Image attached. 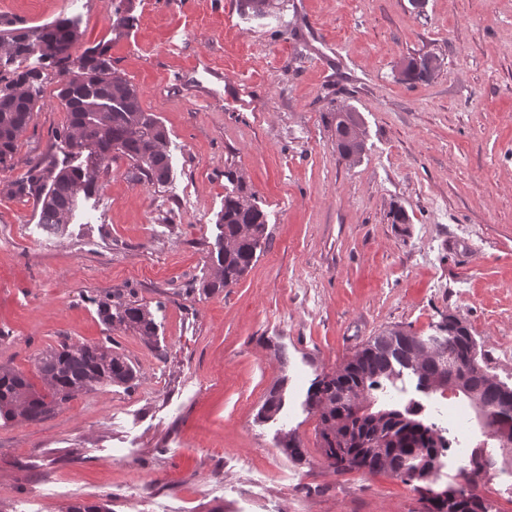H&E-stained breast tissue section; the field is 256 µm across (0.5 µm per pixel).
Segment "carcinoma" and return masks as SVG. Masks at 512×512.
Returning a JSON list of instances; mask_svg holds the SVG:
<instances>
[{
  "instance_id": "cac0c4a2",
  "label": "carcinoma",
  "mask_w": 512,
  "mask_h": 512,
  "mask_svg": "<svg viewBox=\"0 0 512 512\" xmlns=\"http://www.w3.org/2000/svg\"><path fill=\"white\" fill-rule=\"evenodd\" d=\"M112 30L130 24L127 0H112ZM241 7L256 18L270 14L271 0H242ZM80 33L74 22L59 17L51 23L0 29V165L12 161L20 138L33 120L37 101L31 88L39 79L33 70L20 68L31 55L49 59L61 67L64 83L58 97L68 114L59 136L62 159L38 160L16 186L18 192L36 198L38 223L63 231L73 216L81 194L89 195L101 172L112 160H128L127 176L151 185L167 183L170 173L169 131L159 118L141 108L136 87L116 69L100 44L77 58L71 49ZM441 67L440 56L427 53L409 59L405 79H429ZM336 122L339 156L362 155L366 139L347 131L346 122H361L353 109L331 113ZM79 164L73 165L71 161ZM228 182L224 208L217 215L220 233L212 257L210 276L200 281L199 291L214 294L239 281L250 268L261 240L267 237L266 213L243 178L224 171ZM98 314L106 324H126L149 344L157 324L149 307L121 296L98 302ZM436 336H418L399 327L374 337L332 375L323 377L308 391V403L319 414V435L328 466L370 473L385 472L425 494L424 512H491L485 500L465 486L435 490L437 449L445 447L441 430L421 417V407L410 402L401 408L379 407L375 392L386 381L394 382L409 370L427 393L448 390L465 395L481 414L483 428L491 431L501 420L512 421V387L489 375L477 359L476 342L460 320L449 316ZM466 380L458 384L460 367ZM51 400L36 392L23 372L0 366V417L34 421L79 393L103 384L131 385L137 371L124 355L98 344L64 345L43 353L36 362ZM344 393L362 398L365 407L353 410L341 401ZM283 406V384L267 393L259 418L269 420ZM282 452L302 460V442L287 433L278 442Z\"/></svg>"
}]
</instances>
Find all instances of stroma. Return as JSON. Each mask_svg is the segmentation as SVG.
Masks as SVG:
<instances>
[{
    "label": "stroma",
    "mask_w": 512,
    "mask_h": 512,
    "mask_svg": "<svg viewBox=\"0 0 512 512\" xmlns=\"http://www.w3.org/2000/svg\"><path fill=\"white\" fill-rule=\"evenodd\" d=\"M130 10L116 34L112 0H0V26L73 20V56L109 44L171 140L165 185L131 181L116 158L66 233L45 232L35 199L11 187L56 151L64 77L26 60L38 110L0 169V366L41 392V353L110 342L138 383L78 394L40 420L0 419V512L102 499L112 512H423L390 474L328 467L307 392L383 331L428 335L450 314L512 386L499 353L512 342V0H284L264 20L239 0ZM424 52L440 70L402 81L401 63ZM338 105L366 130L352 166L336 151ZM228 168L261 201L267 237L236 284L198 294ZM115 293L150 306L153 344L101 321L97 302ZM279 382L284 407L260 420ZM385 399L419 402L441 427L461 408L465 437L482 439L466 397L424 394L411 374ZM286 432L302 461L279 448ZM146 480L153 493L136 495Z\"/></svg>",
    "instance_id": "stroma-1"
}]
</instances>
